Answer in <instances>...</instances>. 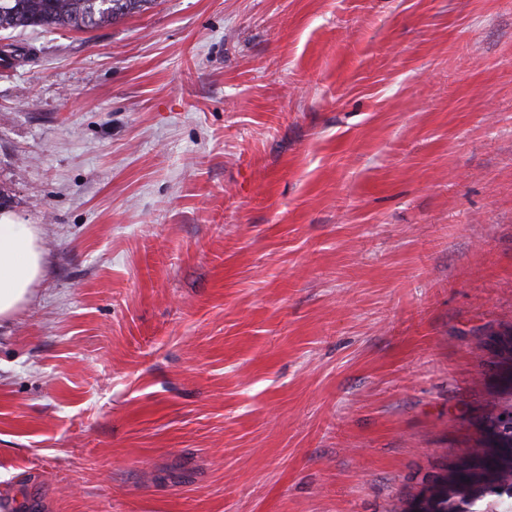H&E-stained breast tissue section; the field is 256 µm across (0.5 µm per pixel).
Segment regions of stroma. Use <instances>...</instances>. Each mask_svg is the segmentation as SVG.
I'll return each instance as SVG.
<instances>
[{
    "mask_svg": "<svg viewBox=\"0 0 512 512\" xmlns=\"http://www.w3.org/2000/svg\"><path fill=\"white\" fill-rule=\"evenodd\" d=\"M0 512H395L512 324V0H157L10 33ZM39 229L0 213V323L10 320L32 298L44 270Z\"/></svg>",
    "mask_w": 512,
    "mask_h": 512,
    "instance_id": "obj_1",
    "label": "stroma"
}]
</instances>
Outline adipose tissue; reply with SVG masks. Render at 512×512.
Here are the masks:
<instances>
[{
	"label": "adipose tissue",
	"mask_w": 512,
	"mask_h": 512,
	"mask_svg": "<svg viewBox=\"0 0 512 512\" xmlns=\"http://www.w3.org/2000/svg\"><path fill=\"white\" fill-rule=\"evenodd\" d=\"M43 270L44 248L38 228L0 213V323L29 303Z\"/></svg>",
	"instance_id": "ef3b65f1"
}]
</instances>
